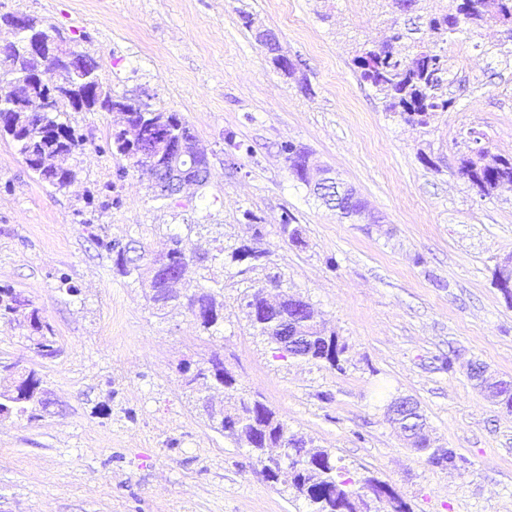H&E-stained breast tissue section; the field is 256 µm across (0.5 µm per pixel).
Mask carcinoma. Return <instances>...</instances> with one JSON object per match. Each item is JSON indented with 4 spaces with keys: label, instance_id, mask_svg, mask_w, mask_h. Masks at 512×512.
<instances>
[{
    "label": "carcinoma",
    "instance_id": "obj_1",
    "mask_svg": "<svg viewBox=\"0 0 512 512\" xmlns=\"http://www.w3.org/2000/svg\"><path fill=\"white\" fill-rule=\"evenodd\" d=\"M390 14L393 34L379 44H357L351 48V64L359 72L360 79L372 86L381 96L385 110L398 115L414 126L426 127L430 118L438 112H446L455 104V98L442 91L445 77L450 73L447 51L448 39L457 33H475L481 27L495 24L504 28L505 39L512 42V0H460L458 19L448 17V10L433 16L420 14L421 0H384ZM26 35H20L13 45L0 49V62L11 60L17 68L36 69L39 63L28 60L23 54ZM128 120L144 123V130L150 134L159 129L166 135H174L188 128V124L176 112H141L133 103L128 104ZM80 108L69 102L67 96H57L56 108L52 112L37 113L33 120L21 113L10 112L6 116L0 133L7 134L27 166L38 178L62 191L70 185L74 171L67 166V160L86 143L84 135L69 120L67 112H78ZM228 156L237 157L251 153L248 144L236 140L231 133L225 137ZM125 160L116 170V178L126 176L128 169L145 172L143 162L127 154L121 134L111 131L105 145L98 147ZM293 177L309 186L306 162L309 154L291 143L281 146ZM458 174L476 187L480 194H492L503 184H512V159L490 154L488 148L477 147L463 156ZM95 243L107 252L116 271L124 277H132L148 290L149 299L158 306H166L179 300L175 295V280L188 274L191 256L182 247V241L172 238V247L162 254L173 275L166 277L157 271L158 257L144 253L129 258V246L109 238L94 236ZM247 305L255 306L260 328L273 343H278V329L285 321H293L300 327L299 333L308 337L310 348L304 352L295 349L288 353L308 360H324L332 366L340 364L344 348L334 345L326 348L321 332L314 325L306 323L312 318L310 304L302 298H287L271 304L256 292ZM224 308L217 301L216 294L202 291L186 297V308L208 331L219 324L209 316L214 308ZM14 322L26 327V347L35 355L51 358L57 355V339L53 326L42 316L39 308L9 285L0 284V323ZM42 385V380L33 369L19 371L14 364H0V415L34 416L35 402L28 399L25 390ZM236 414L240 427L248 421L275 419L278 429L286 425L276 413L256 397H239L229 406ZM281 455L288 457L292 468L276 471L267 476L274 483H282L303 497L310 512H354V498L359 492L350 488L352 480L344 477L332 461L331 456L320 448H304L297 441H288V447L281 449Z\"/></svg>",
    "mask_w": 512,
    "mask_h": 512
}]
</instances>
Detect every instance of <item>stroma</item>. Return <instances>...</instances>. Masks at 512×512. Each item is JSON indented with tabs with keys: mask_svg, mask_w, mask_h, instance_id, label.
Listing matches in <instances>:
<instances>
[{
	"mask_svg": "<svg viewBox=\"0 0 512 512\" xmlns=\"http://www.w3.org/2000/svg\"><path fill=\"white\" fill-rule=\"evenodd\" d=\"M52 26L98 62L114 95L176 112L210 163L206 185L154 198L132 171L120 202L91 203L119 164L98 152L113 112H72L87 139L66 190L42 182L0 137V284L21 291L54 327L60 353L26 349L0 323V361L34 369L37 418H0V512H308L268 481L247 448L213 430L180 365L219 357L236 393L260 396L308 447L354 481L390 485L410 512H512V412L468 376L482 363L512 380V299L494 272L512 254V185L477 193L457 173L475 141L512 156V54L498 27L449 40L450 111L419 128L385 112L350 62L381 39L379 0H0ZM273 30L292 63L277 69L256 38ZM254 149L229 161L226 134ZM352 185L380 216L354 224L294 180L285 142ZM293 214L304 239L281 232ZM106 236L157 255L171 237L202 254L184 292L214 291L224 321L207 333L181 306L158 310L97 247ZM250 246L262 258L233 259ZM67 273L81 290L66 294ZM308 301L343 346L340 367L278 349L245 307ZM409 398L454 468L404 441L392 401Z\"/></svg>",
	"mask_w": 512,
	"mask_h": 512,
	"instance_id": "1",
	"label": "stroma"
}]
</instances>
